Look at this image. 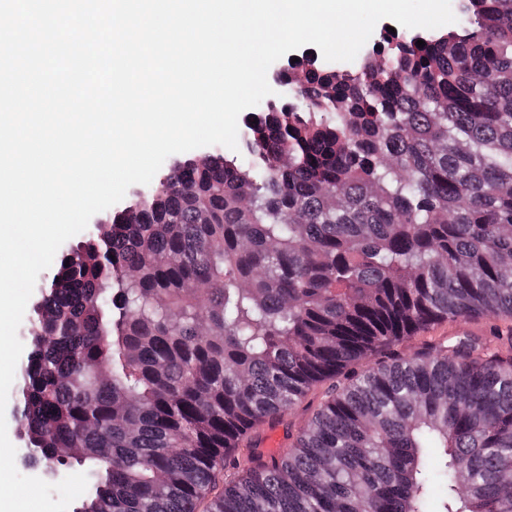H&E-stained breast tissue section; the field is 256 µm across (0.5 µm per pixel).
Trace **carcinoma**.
<instances>
[{"label": "carcinoma", "mask_w": 512, "mask_h": 512, "mask_svg": "<svg viewBox=\"0 0 512 512\" xmlns=\"http://www.w3.org/2000/svg\"><path fill=\"white\" fill-rule=\"evenodd\" d=\"M243 166L184 161L56 259L17 423L73 512H512V0L304 60ZM384 361L371 365V357ZM329 382L295 444L249 438ZM512 325V319L509 317H502L498 320H489L484 317H479L474 320H471L467 323L461 324H448L445 323L442 326L438 327L435 331L430 333L422 334L419 336H436V337H454V336H463L465 334L472 335L475 337H479L480 339H492L491 330L493 327L498 326L503 331L506 330L507 327Z\"/></svg>", "instance_id": "cac0c4a2"}]
</instances>
